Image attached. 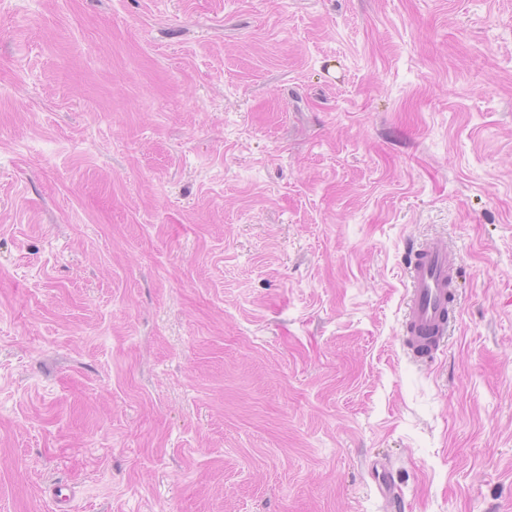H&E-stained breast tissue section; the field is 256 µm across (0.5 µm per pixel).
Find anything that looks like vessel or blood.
Here are the masks:
<instances>
[{
  "mask_svg": "<svg viewBox=\"0 0 512 512\" xmlns=\"http://www.w3.org/2000/svg\"><path fill=\"white\" fill-rule=\"evenodd\" d=\"M406 274L404 345L412 355L421 350L437 351L450 322L448 297L457 279L449 247L438 241L418 244Z\"/></svg>",
  "mask_w": 512,
  "mask_h": 512,
  "instance_id": "vessel-or-blood-1",
  "label": "vessel or blood"
}]
</instances>
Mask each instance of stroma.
Listing matches in <instances>:
<instances>
[{
	"instance_id": "obj_1",
	"label": "stroma",
	"mask_w": 512,
	"mask_h": 512,
	"mask_svg": "<svg viewBox=\"0 0 512 512\" xmlns=\"http://www.w3.org/2000/svg\"><path fill=\"white\" fill-rule=\"evenodd\" d=\"M384 469L512 512V0H0V512H390ZM407 303L403 320L404 345L411 357L420 362L417 352L437 351L449 322L448 296L454 293L457 275L450 248L438 241L417 244L407 263Z\"/></svg>"
}]
</instances>
